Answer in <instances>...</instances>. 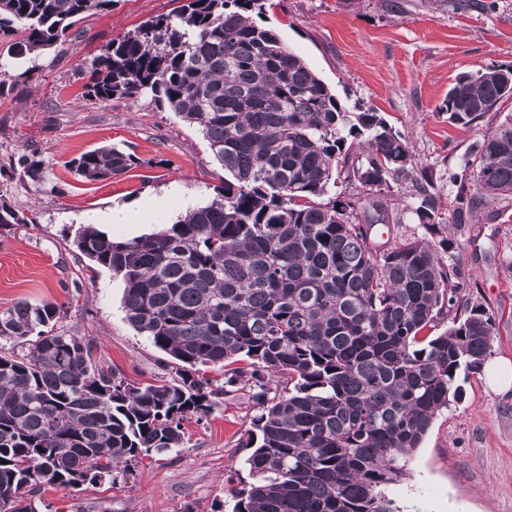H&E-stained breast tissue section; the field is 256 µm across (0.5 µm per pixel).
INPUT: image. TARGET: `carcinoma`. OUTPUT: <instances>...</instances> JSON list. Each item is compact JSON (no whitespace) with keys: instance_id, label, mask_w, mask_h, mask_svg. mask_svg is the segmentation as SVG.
Segmentation results:
<instances>
[{"instance_id":"carcinoma-1","label":"carcinoma","mask_w":512,"mask_h":512,"mask_svg":"<svg viewBox=\"0 0 512 512\" xmlns=\"http://www.w3.org/2000/svg\"><path fill=\"white\" fill-rule=\"evenodd\" d=\"M114 0H0V75L62 54L75 26ZM104 45L85 96L144 95L196 127L224 185L173 223L128 240L86 225L73 245L124 284L125 320L173 359L132 384L58 322L65 305L0 311V512H35L44 486L116 482L132 463L185 445L184 422L226 396L257 407L242 447L253 482L232 512H395L436 416L481 368L491 318L460 296L446 256L478 213L512 195V116L479 134L444 207L433 171L378 112H352L273 30L267 0H180ZM512 97V69L464 75L441 110L469 127ZM138 158L116 146L71 161L87 182ZM39 177L25 155L0 172ZM355 193H329L338 184ZM0 204V224H25ZM422 232L383 238L381 228ZM464 309V315H451ZM450 324H445V320ZM224 371V382L198 366Z\"/></svg>"}]
</instances>
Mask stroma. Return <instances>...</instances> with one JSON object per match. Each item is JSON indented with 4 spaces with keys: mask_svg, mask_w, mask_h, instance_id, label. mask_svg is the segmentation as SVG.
<instances>
[{
    "mask_svg": "<svg viewBox=\"0 0 512 512\" xmlns=\"http://www.w3.org/2000/svg\"><path fill=\"white\" fill-rule=\"evenodd\" d=\"M269 0L263 26L309 64L347 107L380 112L410 140L420 166L443 187L459 170L478 132L512 114V98L477 128L449 125L440 106L464 74L512 68V0L485 9L454 8L448 0ZM179 0H115L111 11L81 23L82 36L63 56L38 58L34 79L0 96V155H27L42 175L0 177V199L27 216L0 227V310L20 298L65 304L64 329L90 338L94 355L128 379L161 376L168 357L124 320V285L92 270L72 240L87 215L124 208L139 223L151 208L171 223L189 205L211 200L224 169L199 130L151 98L108 105L85 96L86 69L100 48ZM124 145L139 159L125 175L85 182L69 169L83 152ZM512 197L482 210L448 262L466 297L494 325L491 359L512 361ZM463 401L433 421L408 474L389 495L400 512H512V391L492 390L483 372L466 375ZM255 414L246 400L226 403L186 423L185 448L148 458L128 480L45 487L38 512H232L227 473L247 475L241 446Z\"/></svg>",
    "mask_w": 512,
    "mask_h": 512,
    "instance_id": "1",
    "label": "stroma"
}]
</instances>
